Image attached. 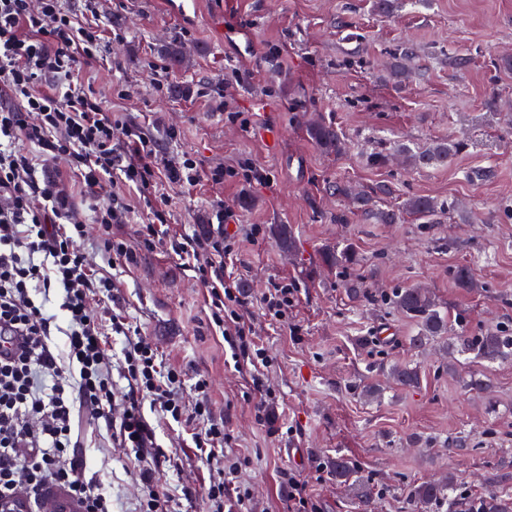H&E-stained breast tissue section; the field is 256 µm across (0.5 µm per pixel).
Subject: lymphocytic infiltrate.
<instances>
[{
  "label": "lymphocytic infiltrate",
  "instance_id": "obj_1",
  "mask_svg": "<svg viewBox=\"0 0 512 512\" xmlns=\"http://www.w3.org/2000/svg\"><path fill=\"white\" fill-rule=\"evenodd\" d=\"M89 18L77 21L61 0H0V501H38L47 486L78 499L85 512H112L95 475L78 454L75 421L80 412L109 421L121 447L140 462L144 494L139 512H171L147 460L160 455L145 407L177 423L200 421L192 434L196 450L216 471L206 492L209 512H224V492L238 473L224 453L228 437L197 380L198 398L186 407L178 396L181 373L161 370L151 345L129 338L124 353L128 390L116 399L112 358L92 306L111 293V277L92 274L78 248L86 230L75 218L64 179L44 170L64 160L92 201L93 221L109 263L131 264L135 253L112 228L130 221L124 187L135 188L146 220L144 246H161L192 271L207 293L208 324L227 344L236 366L251 365L253 384L270 363L253 330L248 299L228 271L237 237L228 227L238 218L217 202L216 229L204 235L174 229L169 201L159 181L184 186L232 179L266 184L269 174L250 159L236 167L208 170L192 157L164 153L142 128L114 118L107 100L84 89L82 68L99 56L102 32L96 0H85ZM57 293L60 315L47 313L43 298ZM298 299L293 283L266 288L258 311L287 323ZM63 333L64 347L54 337ZM120 415H113L114 403Z\"/></svg>",
  "mask_w": 512,
  "mask_h": 512
}]
</instances>
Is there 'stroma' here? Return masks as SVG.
I'll list each match as a JSON object with an SVG mask.
<instances>
[{
	"label": "stroma",
	"mask_w": 512,
	"mask_h": 512,
	"mask_svg": "<svg viewBox=\"0 0 512 512\" xmlns=\"http://www.w3.org/2000/svg\"><path fill=\"white\" fill-rule=\"evenodd\" d=\"M104 34L96 65L81 73L116 118L158 138L163 151L192 156L203 167L230 166L243 156L271 175L270 184L209 181L163 183L174 228L205 230L212 206L224 200L240 219L235 275L249 300L286 279L298 290L289 327L255 316L256 337L268 350L263 385L279 404L277 430L256 419L259 394L245 371L230 367L224 339L208 327L206 291L161 248H142L141 213L113 227L135 247L134 264L107 266L99 231L81 190L72 205L87 230L80 247L89 268L117 285L97 302L99 317L120 309L163 364L181 367L180 393L194 403L204 376L215 416L224 420L228 453L240 462L249 491L246 512H289L280 491L285 473L305 478L322 512H358L349 489L316 462L341 455L373 492L372 512H410L414 484L450 476L464 491H493V464L512 462V362L489 363L446 354L441 343L411 349L413 323L383 301L397 288H430L451 319L471 332L512 327V0H393L389 14L374 0H196L183 14L173 0H97ZM178 42L188 67L171 70L157 90L150 61ZM412 54L408 77L392 71L398 49ZM246 71L240 84L233 70ZM227 88V104L212 91ZM242 113L244 123L229 121ZM319 113L340 130L341 154L321 151L305 117ZM465 147L446 166L407 169L399 152L438 141ZM381 154L385 164L372 162ZM398 209L410 196L443 203L440 223L404 216L380 224L365 216L336 184ZM258 225L257 238L246 237ZM288 225L296 250L271 234ZM349 246L358 262L328 268L324 248ZM468 267L476 287L451 276ZM363 279L372 299L352 298L345 283ZM417 363L421 381L407 388L388 370ZM487 380L470 389L471 378ZM378 385L380 398L365 387ZM164 454L153 465L175 512H206L213 476L188 427L146 410ZM80 455L95 472L112 512H138L143 488L133 454L110 428L80 419Z\"/></svg>",
	"instance_id": "obj_1"
}]
</instances>
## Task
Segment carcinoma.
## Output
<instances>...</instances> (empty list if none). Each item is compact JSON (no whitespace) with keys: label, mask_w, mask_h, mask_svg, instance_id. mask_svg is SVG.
I'll return each mask as SVG.
<instances>
[{"label":"carcinoma","mask_w":512,"mask_h":512,"mask_svg":"<svg viewBox=\"0 0 512 512\" xmlns=\"http://www.w3.org/2000/svg\"><path fill=\"white\" fill-rule=\"evenodd\" d=\"M165 54L175 68H182L188 62L181 46L175 42L165 47ZM306 132L311 141L327 154L338 155L345 148L344 139L336 126L321 118L309 120ZM462 147L461 142L441 141L419 152L404 149L402 153L409 167L420 170L448 163V159ZM402 211L429 217L438 215L443 209L436 200L418 196L407 199ZM323 261L330 268L344 269L353 263L354 257L348 247H327L323 250ZM390 302L416 326L417 333L409 338L413 349H423L452 330L455 344L460 346V351H467L490 362L512 360V328L500 327L475 336L470 334L461 320L454 328L448 314L441 310L435 297L425 288H398L391 295ZM389 375L393 381L404 387H414L420 382V372L409 362L391 365ZM329 466L337 478L346 481L352 479L353 467L346 458L338 456L329 462ZM351 491L361 512H371L372 500L364 483L359 479L355 480ZM464 500L465 493L448 478L442 482L424 481L415 485L410 496V506L413 512H434V509L444 506L448 507V512H453V508ZM468 512H512V497L492 491L483 498L470 501Z\"/></svg>","instance_id":"obj_1"}]
</instances>
